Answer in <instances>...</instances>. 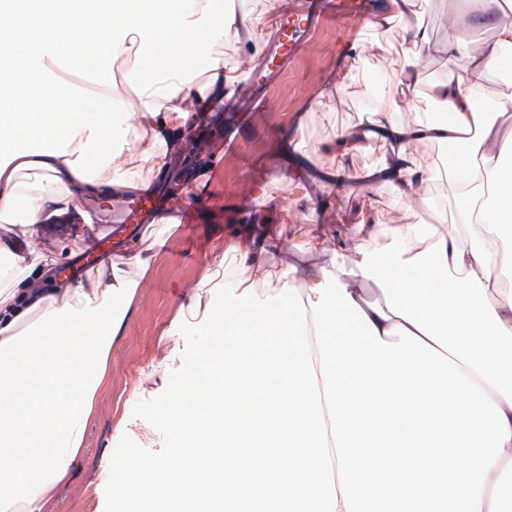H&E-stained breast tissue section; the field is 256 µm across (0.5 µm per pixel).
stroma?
I'll return each instance as SVG.
<instances>
[{
  "instance_id": "stroma-1",
  "label": "stroma",
  "mask_w": 512,
  "mask_h": 512,
  "mask_svg": "<svg viewBox=\"0 0 512 512\" xmlns=\"http://www.w3.org/2000/svg\"><path fill=\"white\" fill-rule=\"evenodd\" d=\"M358 31L355 24L344 33L335 25H323L262 111L230 126L224 113L209 110L194 130L200 164L177 183L167 177L151 179L150 192L166 202L193 207L195 221L172 230L159 222L149 227L130 224L123 233L126 243L151 234L156 240L155 260L112 348L108 381L98 397L100 414L85 432L86 457L61 486L58 512H135L130 503L114 498L116 475L108 460L124 459L132 452L149 460L174 459L157 390L175 384L185 357L201 342L193 327L176 324L174 318L215 255H223L225 269L233 268V256L224 252V228L257 210L260 190H268L286 209L285 247H307L315 229H322L338 243L335 261L342 268L349 260L340 245L354 232L362 194L375 192L382 226L399 223L401 214L391 189L357 180L358 174L378 164L380 146L349 158L342 183L328 181L337 162L323 145L336 128L357 120L365 92L363 86H355L328 107L320 105L319 94L335 82L343 66L337 54ZM291 179L306 182L307 198H298L288 187ZM319 204L326 212L317 228L308 224L306 214L308 207ZM164 335L178 351L160 369L155 360ZM122 417L128 425L120 429L116 422Z\"/></svg>"
}]
</instances>
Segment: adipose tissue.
<instances>
[{
  "label": "adipose tissue",
  "instance_id": "adipose-tissue-1",
  "mask_svg": "<svg viewBox=\"0 0 512 512\" xmlns=\"http://www.w3.org/2000/svg\"><path fill=\"white\" fill-rule=\"evenodd\" d=\"M461 2L440 39L422 20L428 0H383L362 19L373 34L401 24L402 62L380 80V104L325 144L343 160L380 143L364 180L389 185L406 215L446 180L457 231L380 227L367 194L356 232L379 244L349 245L341 270L314 261L329 250L322 236L283 247L284 208L262 194L233 229L234 271L206 274L189 296L206 342L162 403L181 464L113 462L116 495L164 508L191 495L205 512L230 500L249 512L259 498L363 512L374 495L389 512H512V95L483 99L512 45V0ZM293 3L0 0V512H56L154 259L128 245L55 288L40 243L65 249L63 227L107 221L103 201L166 174L199 104L231 99L241 79L223 46L256 59ZM204 41L206 62L185 66ZM99 51L121 75L83 71L81 110L55 100L65 63ZM430 52L450 66L434 82L421 68ZM423 96L447 118L420 111ZM422 144L457 154L427 159ZM272 253L283 270L271 286ZM367 283L383 303L366 300ZM450 455L463 466L445 474L444 496L436 475Z\"/></svg>",
  "mask_w": 512,
  "mask_h": 512
}]
</instances>
